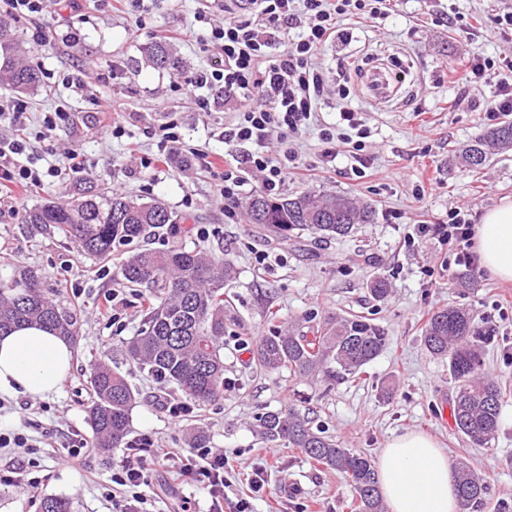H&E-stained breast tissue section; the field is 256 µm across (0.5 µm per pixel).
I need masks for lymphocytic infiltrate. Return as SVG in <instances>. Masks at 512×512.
Segmentation results:
<instances>
[{
  "mask_svg": "<svg viewBox=\"0 0 512 512\" xmlns=\"http://www.w3.org/2000/svg\"><path fill=\"white\" fill-rule=\"evenodd\" d=\"M260 10L255 19L237 16L212 26L205 40L207 49L219 55L222 65L214 70H199L177 81V90L191 94L202 88L218 89L225 102L234 104L233 119L225 133L228 144H249L243 165L225 168L221 192L228 205L224 216L235 220L242 204L245 173L259 175L263 190L277 194L288 176L294 153L274 159L267 152L274 136L287 135L309 120L324 92L325 77L315 63L318 51L343 35L339 24L354 18H387L390 0H258ZM303 26L302 36L283 49H275L283 26ZM512 69V62L499 66L493 59L474 53L466 79L473 84L495 83L497 90L487 101L488 116L512 112V80L503 78V69ZM342 104L335 128L321 131L322 158L335 162L337 144L350 148L353 163L351 175L363 177L368 167L364 153L365 140L371 134L361 111L347 105L346 88L337 91ZM26 140L13 137L0 139V198L10 194L12 186H36L44 173L20 163L19 155ZM421 234H430L448 246L456 266L464 271L478 269L471 251L472 225L461 213L451 215L444 224H422ZM161 463L191 476L207 489L211 504L209 512H252L248 499L237 500L232 509L224 507V489L228 483V461L208 448L192 449L189 455L177 454L156 447L151 436L141 438L138 452L122 456L112 472V481L121 487L123 499L113 501L112 512H129L145 503L143 486L148 485L149 462Z\"/></svg>",
  "mask_w": 512,
  "mask_h": 512,
  "instance_id": "f902f5d3",
  "label": "lymphocytic infiltrate"
}]
</instances>
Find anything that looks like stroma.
I'll return each instance as SVG.
<instances>
[{
	"label": "stroma",
	"instance_id": "obj_1",
	"mask_svg": "<svg viewBox=\"0 0 512 512\" xmlns=\"http://www.w3.org/2000/svg\"><path fill=\"white\" fill-rule=\"evenodd\" d=\"M510 5L512 0H391L388 18L346 25L343 39L320 50L316 61L326 76V95L289 145H270L272 157L287 148L296 154L280 192L345 193L371 203L376 219L337 240L320 241L305 232L285 243L264 236L246 216L225 220L221 172L209 163L226 151L224 128L232 114L220 101L199 108L197 99L208 96V89L183 95L174 87L179 77L214 64L200 37L211 23L223 21L221 0H146L141 14L111 10L104 0H82L73 14L59 5L36 20H18L23 58L43 81L38 93L25 97L22 123L30 158L45 169L64 148L76 149L97 188L143 202L158 199L183 216L182 232L146 236L143 247L182 244L230 261L235 277L224 293L238 324L224 335L223 399L196 407L183 421L171 420L162 403L181 399V392L160 388L126 350L142 324L146 296L122 282L126 247L99 260L59 230L26 223L34 206L68 200L77 174L18 188V208L0 204V253L12 260L0 265V277L9 278L17 265L37 271L42 289L75 315L77 339L71 371L56 394L0 396V426L25 423L39 446L37 473L45 478L34 496L0 486V512H40L42 498L51 495L68 498L73 512H112V469L124 451L104 454L92 445L89 374L99 362L126 374L136 395L128 441L149 434L160 447L183 454L189 428L207 430L210 447L223 450L233 466L225 507L247 496L254 512H353L356 492L344 474L260 436L258 413L294 404L342 447L375 457L398 435L426 434L449 462L467 463L487 482L489 494L472 512H512V282L484 271L458 283L446 246L429 236L406 239L415 224L447 223L455 210L479 223L500 198L512 196V150L489 147V160L477 173L455 160L461 146L491 126L484 107L495 85L475 86L463 77L472 53L512 60V36L494 23ZM171 30L184 34L176 44L183 67L148 66L145 48ZM36 31L41 39H33ZM66 75L80 77L84 90L64 86ZM342 83L351 106L366 111L371 129L365 149L370 163L361 178L344 177L348 154L332 166L322 161L320 132L338 118ZM102 104L118 112L120 134L99 127ZM56 111L63 120L46 126V113ZM171 120L179 126L181 144L163 163L143 168L141 159L158 154L160 126ZM373 275L391 282L385 300H374L366 287ZM115 291L124 300L116 324L99 314L105 296ZM451 304L470 309L487 331L485 368L507 388L496 436L481 448L443 421L453 395L448 363L423 341L431 313ZM327 309L372 318L390 338L355 381L328 390L256 366L251 350L271 324L285 326ZM71 448L84 451L79 466L68 462ZM259 469L266 483L255 494L250 482ZM144 492L148 512H179L186 500L193 512L209 509L207 490L166 466H152Z\"/></svg>",
	"mask_w": 512,
	"mask_h": 512
}]
</instances>
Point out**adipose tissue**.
Here are the masks:
<instances>
[{"mask_svg": "<svg viewBox=\"0 0 512 512\" xmlns=\"http://www.w3.org/2000/svg\"><path fill=\"white\" fill-rule=\"evenodd\" d=\"M482 266L503 282L512 281V199H502L474 228ZM69 341L37 325L0 335V393L46 397L67 377ZM389 512H459L456 475L431 437L406 433L393 438L376 462Z\"/></svg>", "mask_w": 512, "mask_h": 512, "instance_id": "adipose-tissue-1", "label": "adipose tissue"}]
</instances>
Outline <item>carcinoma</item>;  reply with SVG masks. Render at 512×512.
Here are the masks:
<instances>
[{
    "mask_svg": "<svg viewBox=\"0 0 512 512\" xmlns=\"http://www.w3.org/2000/svg\"><path fill=\"white\" fill-rule=\"evenodd\" d=\"M20 45L15 26L0 14V87L20 93H36L41 76L35 67L18 59ZM146 59L158 69L181 67L177 50L164 40L146 49ZM512 150V120L491 127L483 137L464 145L458 159L470 169L482 167L487 144ZM250 223L276 239L288 241V233L306 231L318 239L341 238L359 224H372L376 210L345 194L292 193L283 198L262 194L245 203ZM184 218L160 201L141 202L123 193L107 194L92 181L73 187L66 203L49 202L28 211L26 223L56 228L74 240L87 254L106 260L114 248L164 229L175 232ZM231 263L199 250L171 247L132 253L121 266L130 288H145L157 303L148 306L144 327L127 343L130 358L165 387L173 385L188 398L205 406L224 398V283L232 277ZM371 296L385 299L390 281L374 276L368 282ZM26 323H39L70 341H76L75 317L46 295L39 276L16 266L12 278L0 280V331ZM486 337L464 308L448 306L433 312L424 329L427 350L448 360L454 385L452 408L457 431L474 446L488 444L498 431L503 387L484 371ZM388 343L385 330L360 315L327 312L314 325L297 323L275 328L252 351L260 368L310 376L328 387L354 381L361 369ZM92 392L88 419L93 445L106 452L125 443L135 396L126 377L106 363L95 365L89 377ZM264 439L298 448L309 459L345 474L357 493L356 512H384L371 456L343 448L313 429L307 417L293 407L258 416ZM462 509L483 500L487 486L470 467H455ZM41 512H73L69 500L47 496Z\"/></svg>",
    "mask_w": 512,
    "mask_h": 512,
    "instance_id": "cac0c4a2",
    "label": "carcinoma"
}]
</instances>
